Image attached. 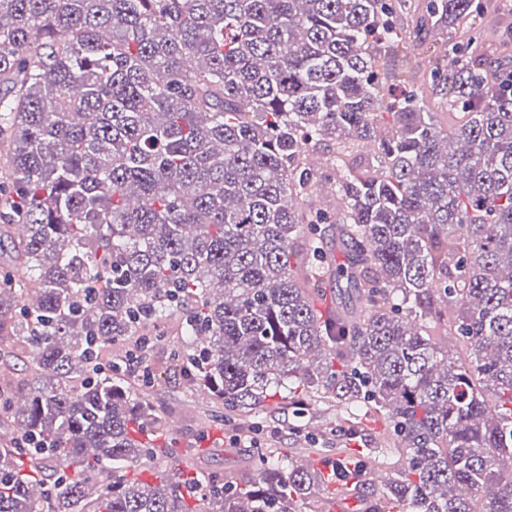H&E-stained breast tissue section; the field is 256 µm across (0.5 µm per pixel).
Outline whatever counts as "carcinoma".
Segmentation results:
<instances>
[{"label": "carcinoma", "mask_w": 512, "mask_h": 512, "mask_svg": "<svg viewBox=\"0 0 512 512\" xmlns=\"http://www.w3.org/2000/svg\"><path fill=\"white\" fill-rule=\"evenodd\" d=\"M481 8L415 21L450 41L447 130L385 69L391 0H0V344L38 382L0 386V512H296L330 482L365 512H512V84L466 53ZM175 313L192 344L168 359L214 420L327 394L336 472L259 449L240 479L128 477L162 418L123 365ZM368 416L404 449L381 489L349 447Z\"/></svg>", "instance_id": "cac0c4a2"}]
</instances>
